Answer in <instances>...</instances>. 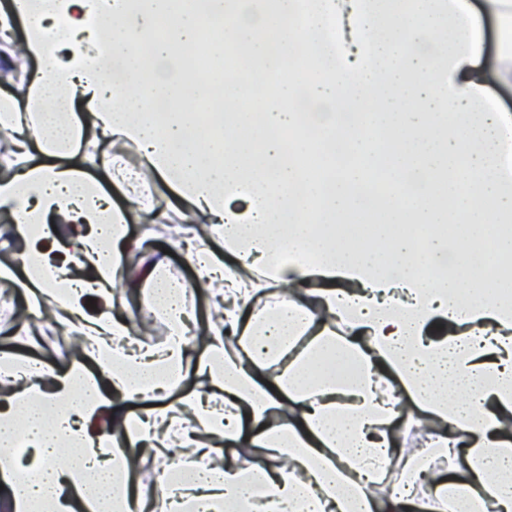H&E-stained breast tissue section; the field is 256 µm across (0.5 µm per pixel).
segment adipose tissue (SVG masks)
Segmentation results:
<instances>
[{
  "label": "adipose tissue",
  "mask_w": 512,
  "mask_h": 512,
  "mask_svg": "<svg viewBox=\"0 0 512 512\" xmlns=\"http://www.w3.org/2000/svg\"><path fill=\"white\" fill-rule=\"evenodd\" d=\"M300 2L0 9V39L26 20L22 57L42 69L0 96V213L34 257L19 285L93 341L90 364L61 371L0 361L18 384L0 407V512L145 507L148 456L166 463L161 512H512V113L490 92L512 86V0ZM215 22L214 55L241 52V68L202 81L188 62ZM275 74L249 108L250 77ZM149 185L190 223L195 283L129 266ZM365 204L368 229L349 221ZM198 287L217 313L201 340L185 306ZM138 288L166 314L160 345L134 334ZM136 400L149 410L123 412Z\"/></svg>",
  "instance_id": "obj_1"
}]
</instances>
